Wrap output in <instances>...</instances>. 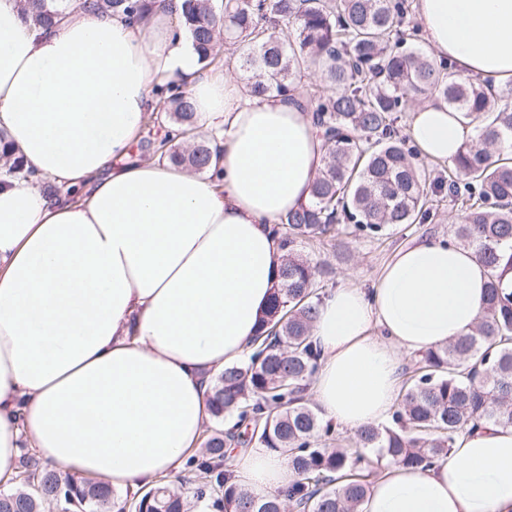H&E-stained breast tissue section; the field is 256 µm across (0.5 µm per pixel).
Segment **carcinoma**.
I'll return each mask as SVG.
<instances>
[{"label":"carcinoma","mask_w":512,"mask_h":512,"mask_svg":"<svg viewBox=\"0 0 512 512\" xmlns=\"http://www.w3.org/2000/svg\"><path fill=\"white\" fill-rule=\"evenodd\" d=\"M34 24L48 28L72 0H23ZM135 26L154 0H91ZM407 0H182L179 32L193 42L203 67L216 65L218 40L252 95L286 99L313 72L309 107L326 147V162L307 202L281 219L275 233L288 250L247 360L213 379L212 429L185 466L196 497H214L218 512H359L384 467L424 470L447 457L459 435L484 423L512 427V83L490 89L446 62L401 49ZM155 111L166 130L146 148L178 166L221 174L210 140L193 134L190 94L158 85ZM437 98L464 114L474 135L453 166L427 164L401 136L398 113ZM459 206L454 240L474 249L489 272L487 304L473 331L423 354L404 381L385 424L367 425L350 443L311 406L306 392L320 352L310 336L321 288L295 247L334 240L346 231L369 238L403 224H430L439 202ZM255 442L288 457L294 482L258 495L231 483L227 449ZM12 490L0 489V512H191L183 492L163 478L148 491L118 498L109 486L77 479L24 456Z\"/></svg>","instance_id":"obj_1"}]
</instances>
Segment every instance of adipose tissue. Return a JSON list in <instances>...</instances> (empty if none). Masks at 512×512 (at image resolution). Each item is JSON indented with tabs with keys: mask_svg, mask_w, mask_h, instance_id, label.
I'll list each match as a JSON object with an SVG mask.
<instances>
[{
	"mask_svg": "<svg viewBox=\"0 0 512 512\" xmlns=\"http://www.w3.org/2000/svg\"><path fill=\"white\" fill-rule=\"evenodd\" d=\"M181 2L157 0L136 26L77 5L44 29L20 0H0V132L31 170L0 172L2 480L25 445L116 490L179 471L211 419L212 379L249 353L269 308L284 255L271 228L324 166L302 93L257 97L202 69L171 34ZM416 11L436 58L512 80V0H416ZM171 80L193 97L197 132L216 136L222 180L133 154L153 88ZM408 133L422 158L450 164L470 126L429 101ZM487 282L471 249L422 239L371 288L328 290L311 332L323 417L352 431L384 422L403 355L470 332ZM232 472L260 494L295 479L260 446ZM361 512H512V428L464 433L429 469L386 470Z\"/></svg>",
	"mask_w": 512,
	"mask_h": 512,
	"instance_id": "obj_1",
	"label": "adipose tissue"
}]
</instances>
